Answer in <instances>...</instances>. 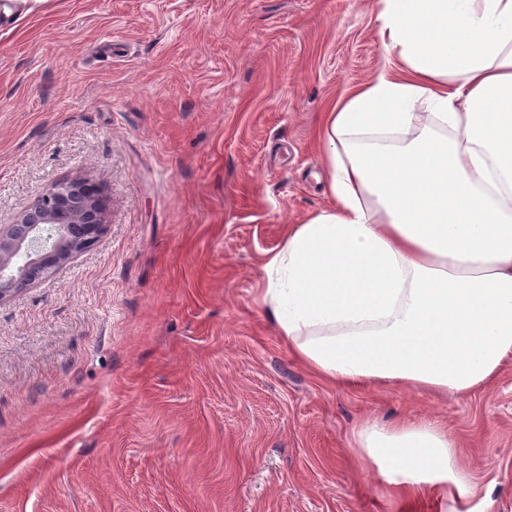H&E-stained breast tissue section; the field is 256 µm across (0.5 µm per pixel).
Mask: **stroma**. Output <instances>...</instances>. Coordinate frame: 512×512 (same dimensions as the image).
<instances>
[{
	"mask_svg": "<svg viewBox=\"0 0 512 512\" xmlns=\"http://www.w3.org/2000/svg\"><path fill=\"white\" fill-rule=\"evenodd\" d=\"M0 22V225L76 175L107 229L0 303V512H512V362L466 395L315 379L263 303L327 207L324 103L385 61L377 0H20ZM434 419L415 502L349 450Z\"/></svg>",
	"mask_w": 512,
	"mask_h": 512,
	"instance_id": "stroma-1",
	"label": "stroma"
}]
</instances>
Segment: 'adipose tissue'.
<instances>
[{
    "label": "adipose tissue",
    "instance_id": "ef3b65f1",
    "mask_svg": "<svg viewBox=\"0 0 512 512\" xmlns=\"http://www.w3.org/2000/svg\"><path fill=\"white\" fill-rule=\"evenodd\" d=\"M385 62L325 103L326 208L286 225L263 301L298 361L440 394L512 360V0H377ZM435 421H363L351 449L411 493L466 483Z\"/></svg>",
    "mask_w": 512,
    "mask_h": 512
}]
</instances>
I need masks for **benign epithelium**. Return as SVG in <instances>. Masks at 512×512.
<instances>
[{
    "instance_id": "7a95c632",
    "label": "benign epithelium",
    "mask_w": 512,
    "mask_h": 512,
    "mask_svg": "<svg viewBox=\"0 0 512 512\" xmlns=\"http://www.w3.org/2000/svg\"><path fill=\"white\" fill-rule=\"evenodd\" d=\"M107 200L87 177L65 179L0 225V302L71 264L105 229Z\"/></svg>"
}]
</instances>
